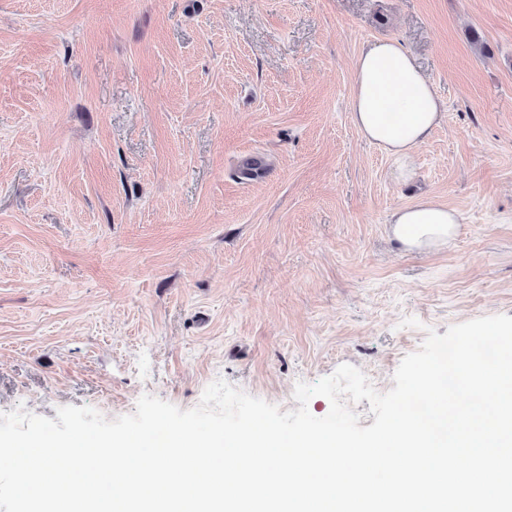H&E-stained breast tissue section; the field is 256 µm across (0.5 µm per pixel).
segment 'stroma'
Listing matches in <instances>:
<instances>
[{"instance_id": "obj_1", "label": "stroma", "mask_w": 512, "mask_h": 512, "mask_svg": "<svg viewBox=\"0 0 512 512\" xmlns=\"http://www.w3.org/2000/svg\"><path fill=\"white\" fill-rule=\"evenodd\" d=\"M405 45L446 117L416 177L352 121ZM464 217L410 250L396 208ZM512 316V0H0V413L107 419L222 379L281 411L428 330Z\"/></svg>"}]
</instances>
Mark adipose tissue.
<instances>
[{"instance_id":"1","label":"adipose tissue","mask_w":512,"mask_h":512,"mask_svg":"<svg viewBox=\"0 0 512 512\" xmlns=\"http://www.w3.org/2000/svg\"><path fill=\"white\" fill-rule=\"evenodd\" d=\"M351 112L362 137L392 159L394 179L405 182L413 177L416 151L442 121L445 105L413 54L398 41L383 39L352 64ZM462 221L458 210L431 197L390 217L394 236L413 250L447 244Z\"/></svg>"}]
</instances>
